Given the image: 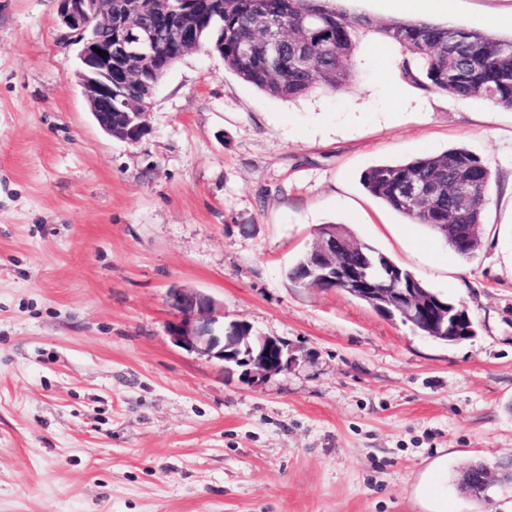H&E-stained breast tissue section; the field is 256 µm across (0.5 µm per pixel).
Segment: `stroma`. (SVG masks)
Listing matches in <instances>:
<instances>
[{"instance_id": "35a3bbf8", "label": "stroma", "mask_w": 512, "mask_h": 512, "mask_svg": "<svg viewBox=\"0 0 512 512\" xmlns=\"http://www.w3.org/2000/svg\"><path fill=\"white\" fill-rule=\"evenodd\" d=\"M512 38V0L436 23ZM357 47L352 81L288 100L185 55L137 144L94 123L57 0H0V512H512L457 487L512 458V111L427 92ZM463 147L490 169L460 259L367 194L380 163ZM323 224L466 308L447 343L287 273ZM287 341L259 384L175 346L167 291Z\"/></svg>"}]
</instances>
